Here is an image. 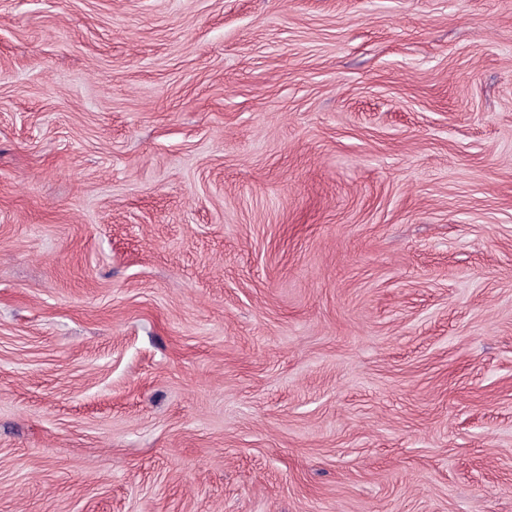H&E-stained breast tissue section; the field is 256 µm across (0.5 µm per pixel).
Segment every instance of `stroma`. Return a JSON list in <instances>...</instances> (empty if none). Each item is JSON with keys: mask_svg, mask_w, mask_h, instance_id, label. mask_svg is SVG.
<instances>
[{"mask_svg": "<svg viewBox=\"0 0 512 512\" xmlns=\"http://www.w3.org/2000/svg\"><path fill=\"white\" fill-rule=\"evenodd\" d=\"M0 512H512V0H0Z\"/></svg>", "mask_w": 512, "mask_h": 512, "instance_id": "obj_1", "label": "stroma"}]
</instances>
